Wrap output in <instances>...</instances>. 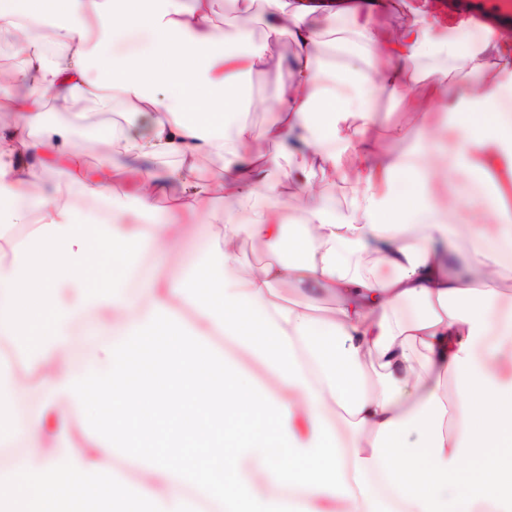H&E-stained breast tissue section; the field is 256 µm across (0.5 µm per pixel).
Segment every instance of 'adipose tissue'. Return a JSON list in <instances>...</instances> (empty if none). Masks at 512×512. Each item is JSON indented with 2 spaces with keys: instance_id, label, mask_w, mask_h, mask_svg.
Listing matches in <instances>:
<instances>
[{
  "instance_id": "ef3b65f1",
  "label": "adipose tissue",
  "mask_w": 512,
  "mask_h": 512,
  "mask_svg": "<svg viewBox=\"0 0 512 512\" xmlns=\"http://www.w3.org/2000/svg\"><path fill=\"white\" fill-rule=\"evenodd\" d=\"M263 2L269 31L295 47L263 132L272 156L252 155V126L224 104L238 99L244 73L280 61L217 34L212 0H65L48 20L52 43L26 35L16 72L25 92L6 106L15 123L0 129V202L11 213L0 222V339L10 345L0 354V512H505L494 468L464 493L447 489L512 432V307L496 286L512 275V208L492 205L496 247L461 243L430 189L433 170L368 136L373 98L406 100L412 65L437 51L431 33L442 21L417 7L387 37L378 11H352L360 48L388 64L331 71L314 23L325 0ZM491 68V85L449 102L447 88ZM76 100L146 115L145 133L99 131L123 167L88 163L73 139L80 116L48 120L47 103ZM423 102L448 111L458 131L454 170L512 169V46L492 64L478 50L454 55ZM213 156L223 164L208 187L183 192ZM171 157L169 172L139 170ZM59 165L83 198L114 210L118 178L132 181L144 212L162 196L174 218L209 196L225 207L170 269L157 261L169 225L132 233L81 200L36 192L41 172ZM316 166L349 167L356 189L345 209L308 203ZM285 179L304 193V218L289 226L275 217ZM245 238L272 254L246 274ZM285 282L301 300H283ZM320 294L336 307L318 318ZM78 319L102 349L77 347ZM49 408L64 427L44 457L36 446ZM159 417L168 426L156 450L147 439ZM76 432L103 460L74 446ZM198 435L209 439L203 461L186 463ZM244 456L257 461L247 477Z\"/></svg>"
}]
</instances>
